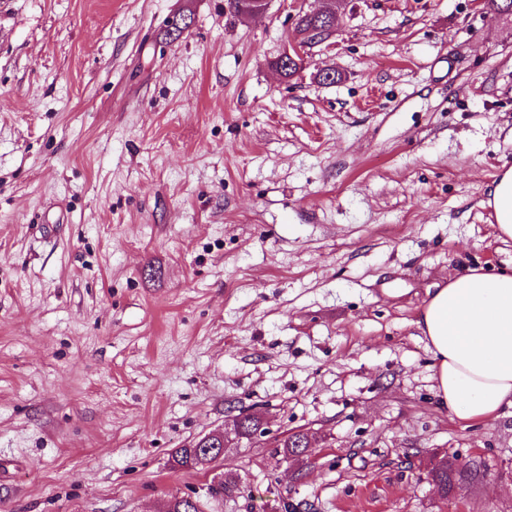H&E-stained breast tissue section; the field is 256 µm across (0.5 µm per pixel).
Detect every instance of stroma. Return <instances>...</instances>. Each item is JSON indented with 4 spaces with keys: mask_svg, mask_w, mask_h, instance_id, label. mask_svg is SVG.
I'll use <instances>...</instances> for the list:
<instances>
[{
    "mask_svg": "<svg viewBox=\"0 0 512 512\" xmlns=\"http://www.w3.org/2000/svg\"><path fill=\"white\" fill-rule=\"evenodd\" d=\"M321 6L0 0V512H512V408L451 420L415 325L449 278L512 269L486 209L512 22L339 0L281 82ZM242 411L264 434L224 452L239 493L172 468ZM445 453L480 468L446 498ZM311 34V32L304 30V24L299 18L295 23L294 36L288 41L287 46L284 48L277 59L280 71L283 73L288 71L289 79L293 78L299 71L298 67L293 66L295 64H302V61L307 54V49L314 45V43L318 40L315 39L311 41Z\"/></svg>",
    "mask_w": 512,
    "mask_h": 512,
    "instance_id": "obj_1",
    "label": "stroma"
}]
</instances>
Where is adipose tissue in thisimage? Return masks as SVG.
Returning a JSON list of instances; mask_svg holds the SVG:
<instances>
[{"instance_id": "obj_1", "label": "adipose tissue", "mask_w": 512, "mask_h": 512, "mask_svg": "<svg viewBox=\"0 0 512 512\" xmlns=\"http://www.w3.org/2000/svg\"><path fill=\"white\" fill-rule=\"evenodd\" d=\"M500 240H512V167L487 200ZM416 325L427 342L438 407L471 425L512 408V272L473 268L450 278L421 306Z\"/></svg>"}]
</instances>
